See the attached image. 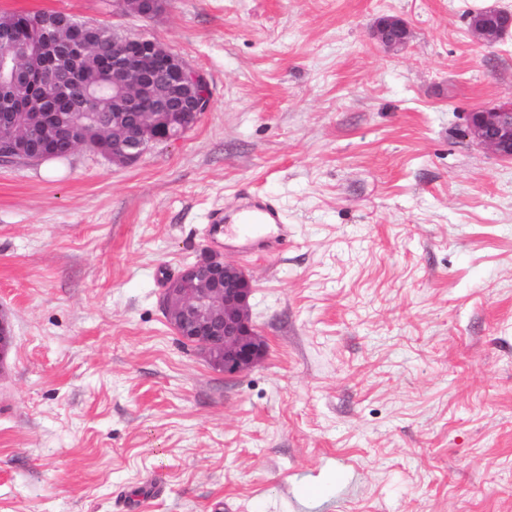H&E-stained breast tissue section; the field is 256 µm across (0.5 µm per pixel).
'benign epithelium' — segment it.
<instances>
[{
  "mask_svg": "<svg viewBox=\"0 0 512 512\" xmlns=\"http://www.w3.org/2000/svg\"><path fill=\"white\" fill-rule=\"evenodd\" d=\"M136 4L134 15L148 19L158 14L157 6L165 0H114L119 10L126 3ZM507 21L490 31L471 25L473 35L486 45L512 33V12L500 11ZM408 24L398 17H380L373 26V38L387 51H398L408 42ZM135 56L126 54V43L112 41V97L117 104L134 108L141 84L153 79L155 62L166 60L164 80L152 112H139L137 118L112 129V163L130 165L139 161L150 147L181 138L198 122L210 103L205 75L178 55L151 39L139 40ZM50 46L35 41L25 50L27 64L20 70L0 65V83L22 88L36 79L54 83V71L47 63ZM85 102H72L71 139L78 138L88 113ZM464 134L477 145L490 150L502 160H512V101L467 112ZM23 122L18 114H0V162L25 148ZM253 280L240 265L224 259V254L208 250L186 266L165 289L161 305L176 335L188 344L201 345L200 354L211 366L228 377L251 370L262 363L266 354L264 339L251 319L250 298ZM14 336L9 316L0 311V370L13 348Z\"/></svg>",
  "mask_w": 512,
  "mask_h": 512,
  "instance_id": "benign-epithelium-1",
  "label": "benign epithelium"
}]
</instances>
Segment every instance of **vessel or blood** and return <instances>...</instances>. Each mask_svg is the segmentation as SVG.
<instances>
[{
	"label": "vessel or blood",
	"mask_w": 512,
	"mask_h": 512,
	"mask_svg": "<svg viewBox=\"0 0 512 512\" xmlns=\"http://www.w3.org/2000/svg\"><path fill=\"white\" fill-rule=\"evenodd\" d=\"M289 232L280 210L271 200L242 194L240 204L228 214H213L208 242L248 256L278 249L287 244Z\"/></svg>",
	"instance_id": "b4317fda"
}]
</instances>
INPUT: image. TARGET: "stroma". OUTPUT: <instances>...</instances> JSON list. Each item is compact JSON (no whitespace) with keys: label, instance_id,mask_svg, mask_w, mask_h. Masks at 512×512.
<instances>
[{"label":"stroma","instance_id":"35a3bbf8","mask_svg":"<svg viewBox=\"0 0 512 512\" xmlns=\"http://www.w3.org/2000/svg\"><path fill=\"white\" fill-rule=\"evenodd\" d=\"M112 2L0 13L151 38L210 105L130 166L0 163V512H512V161L463 134L512 99V35L469 29L512 0ZM243 191L292 237L244 264L267 355L227 377L160 299ZM495 11L499 12L507 18V21L500 28L490 31L482 27H478L474 24L471 25L473 35L478 41L486 45H492L498 42L505 35H511L512 33V12L501 9H496ZM408 24L398 17H380L373 26V38L387 51H399L408 42ZM395 33V34H393Z\"/></svg>","mask_w":512,"mask_h":512}]
</instances>
